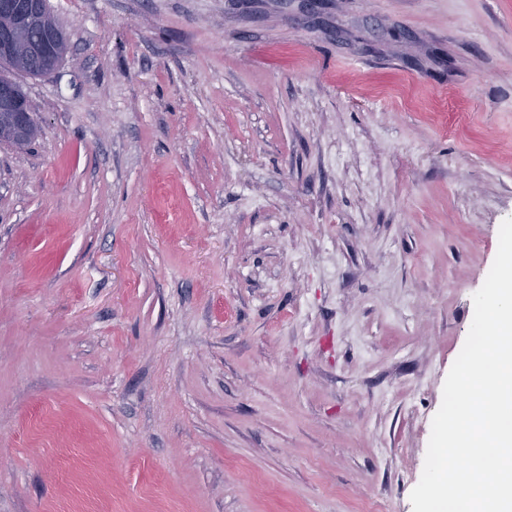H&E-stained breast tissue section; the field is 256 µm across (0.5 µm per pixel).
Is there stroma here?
Wrapping results in <instances>:
<instances>
[{
	"instance_id": "obj_1",
	"label": "stroma",
	"mask_w": 512,
	"mask_h": 512,
	"mask_svg": "<svg viewBox=\"0 0 512 512\" xmlns=\"http://www.w3.org/2000/svg\"><path fill=\"white\" fill-rule=\"evenodd\" d=\"M48 4L0 512H412L512 217V0Z\"/></svg>"
}]
</instances>
